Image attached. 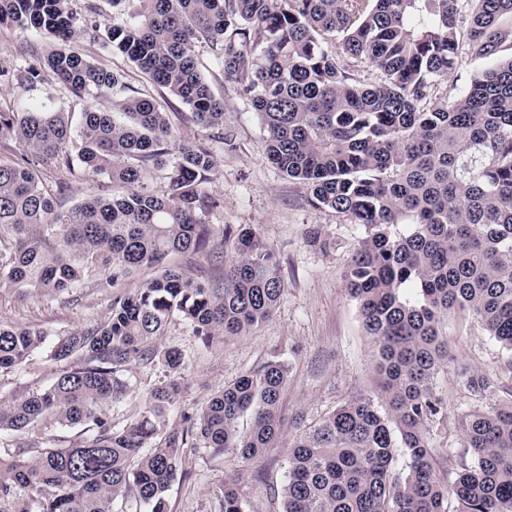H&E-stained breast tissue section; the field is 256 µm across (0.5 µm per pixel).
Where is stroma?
I'll list each match as a JSON object with an SVG mask.
<instances>
[{
  "label": "stroma",
  "mask_w": 512,
  "mask_h": 512,
  "mask_svg": "<svg viewBox=\"0 0 512 512\" xmlns=\"http://www.w3.org/2000/svg\"><path fill=\"white\" fill-rule=\"evenodd\" d=\"M50 46V39L32 29L0 27L1 62L42 56ZM75 47L94 66L123 72L131 90L158 100L166 98L164 89L151 85L126 55L95 39L93 32L84 33ZM214 90L224 99L226 140L211 145L218 159V176L208 190L220 199L221 206L209 213L207 221L217 229L227 224L256 229L280 261L286 291L268 321L226 343L204 347L189 325L179 320L167 326L162 342L183 354L180 402L182 409L189 411L201 408L211 394L232 384L271 353L283 352L290 362L280 404L283 439L253 462L238 459L230 450L214 456L199 449L185 464L187 478L177 479L171 487L169 510L211 512L212 489L231 479L245 495L249 512H282L289 439L344 402L376 389L374 348L364 332L359 307L344 286L363 229L344 215L312 206L307 187L284 176L268 161L261 120L234 82L217 79ZM30 98L68 112L81 111L84 105L53 81L32 87L0 85L2 104L13 106ZM42 178L52 188L58 182L66 183V191L58 196L65 209L90 192L112 190L107 179L88 181L78 166L63 172L45 169ZM311 229L319 230L329 248L307 242L306 233ZM232 255L230 246L216 243L209 255L194 263H186L177 254L168 262L193 277L218 280ZM112 295L97 271L68 294L52 296L16 285L0 287V322L39 330L49 345L71 332L107 321ZM443 330L448 338V366L438 374L435 386L448 407V419L436 430L434 444L437 470L450 480L461 466L458 419L505 401L502 388L512 384V351L487 336L468 316H449ZM48 345L37 350L22 368L0 370V401L41 391L55 380L61 366L51 360ZM465 368L494 378L496 392L484 396L471 393L460 376ZM164 373L156 363L133 366L127 391L112 408L113 422L136 417Z\"/></svg>",
  "instance_id": "35a3bbf8"
}]
</instances>
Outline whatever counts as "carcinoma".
<instances>
[{
    "label": "carcinoma",
    "instance_id": "cac0c4a2",
    "mask_svg": "<svg viewBox=\"0 0 512 512\" xmlns=\"http://www.w3.org/2000/svg\"><path fill=\"white\" fill-rule=\"evenodd\" d=\"M469 13L470 82L440 93L461 56L459 2ZM73 0H0V27L53 37L46 56L0 63V84L35 85L51 72L89 97L70 112L27 103L0 109V138L29 152L0 160V284L52 294L98 270L116 287L142 267L157 272L112 298L111 319L54 342L50 357L76 360L46 389L0 403V434L29 433L46 417L60 434L0 449V512H169L168 491L187 449H227L258 460L281 439L279 405L289 363L273 353L199 410L181 409L183 354L156 344L186 322L210 346L273 314L285 292L274 252L252 228L225 226L235 256L224 283L164 265L172 254L210 250L206 189L224 142V99L201 71L200 52L233 80L264 127L267 159L305 183L318 208L364 229L345 288L375 347L376 393L349 400L288 443L284 512H512V399L458 420L464 463L452 481L435 467L433 427L448 417L434 380L448 364L442 326L457 311L512 350V0H137L128 23H90ZM93 30L151 84L190 109L207 141L173 154L174 133L153 96H126L120 113L94 104L128 89L72 43ZM379 74L373 85L360 64ZM105 177L112 195L56 206L41 168ZM163 185L151 187L152 171ZM45 344L30 328L0 324V369L20 368ZM168 374L139 417L112 423L136 362ZM472 392L496 384L461 373ZM179 415L181 427L166 418ZM251 425L239 431L238 420ZM409 456L394 465V449ZM215 512H249L236 483L213 490Z\"/></svg>",
    "mask_w": 512,
    "mask_h": 512
}]
</instances>
